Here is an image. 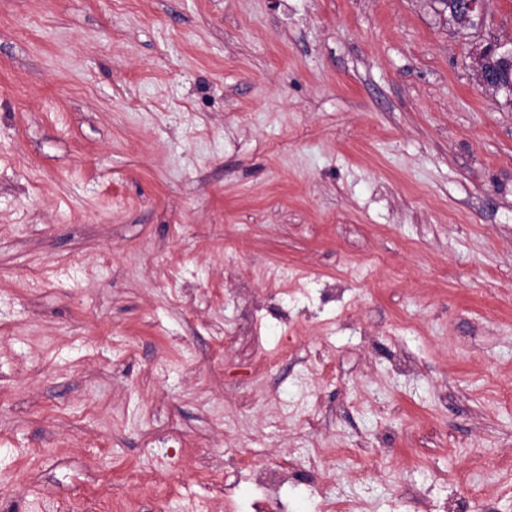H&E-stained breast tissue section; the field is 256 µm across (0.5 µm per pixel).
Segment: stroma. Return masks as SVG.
I'll list each match as a JSON object with an SVG mask.
<instances>
[{"label": "stroma", "instance_id": "stroma-1", "mask_svg": "<svg viewBox=\"0 0 512 512\" xmlns=\"http://www.w3.org/2000/svg\"><path fill=\"white\" fill-rule=\"evenodd\" d=\"M485 3L0 0V512H512Z\"/></svg>", "mask_w": 512, "mask_h": 512}]
</instances>
